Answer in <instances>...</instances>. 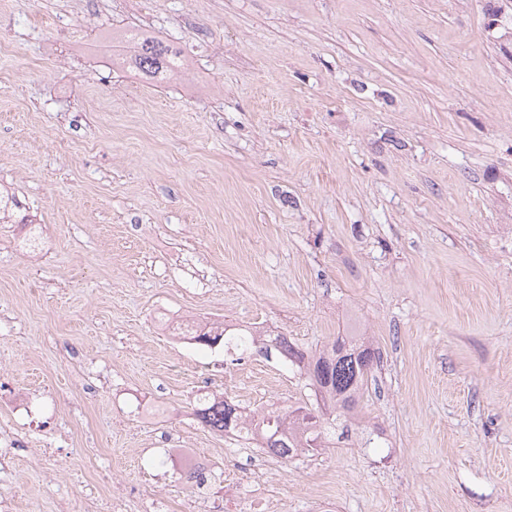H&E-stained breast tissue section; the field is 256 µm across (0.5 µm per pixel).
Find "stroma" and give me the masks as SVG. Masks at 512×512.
<instances>
[{
  "label": "stroma",
  "mask_w": 512,
  "mask_h": 512,
  "mask_svg": "<svg viewBox=\"0 0 512 512\" xmlns=\"http://www.w3.org/2000/svg\"><path fill=\"white\" fill-rule=\"evenodd\" d=\"M0 28V405L15 512H233L203 386L317 406L280 356L171 338L248 325L381 353L349 432L260 481L283 512H512V0H8ZM146 30L189 67L112 63ZM203 453L195 495L165 436Z\"/></svg>",
  "instance_id": "35a3bbf8"
}]
</instances>
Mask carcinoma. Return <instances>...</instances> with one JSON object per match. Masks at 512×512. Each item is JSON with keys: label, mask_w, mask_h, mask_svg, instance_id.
<instances>
[{"label": "carcinoma", "mask_w": 512, "mask_h": 512, "mask_svg": "<svg viewBox=\"0 0 512 512\" xmlns=\"http://www.w3.org/2000/svg\"><path fill=\"white\" fill-rule=\"evenodd\" d=\"M112 40L123 47L119 57L125 60V67L146 80L163 81L183 67L180 51L139 30L114 32ZM226 333L224 328L207 331L200 328L190 332L189 338L212 348L224 341ZM235 336L236 346L244 352L254 349L269 357L275 350L291 362L307 360V375L313 387L334 411L355 410L371 369L377 363L373 343L361 336H338L329 348L310 357L288 344L283 336L261 340L248 327L238 329ZM195 415L213 431L233 432L247 439L260 438L259 447L283 461L293 457L299 448L310 451L324 447L325 428L321 417L303 407L263 410L243 416L226 401L208 398L198 400Z\"/></svg>", "instance_id": "carcinoma-1"}]
</instances>
